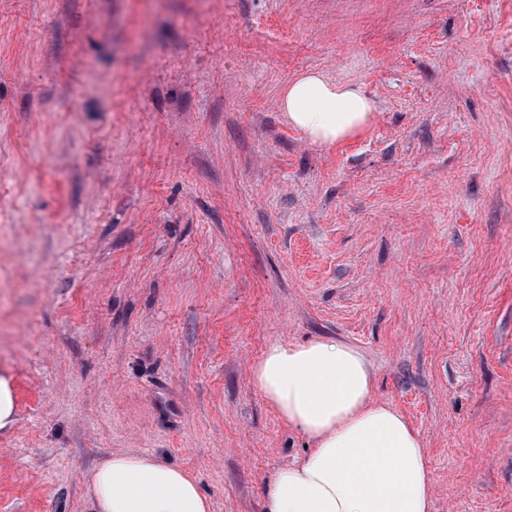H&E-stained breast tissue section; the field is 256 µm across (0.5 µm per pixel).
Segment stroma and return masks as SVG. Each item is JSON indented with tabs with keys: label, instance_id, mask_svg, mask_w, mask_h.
<instances>
[{
	"label": "stroma",
	"instance_id": "1",
	"mask_svg": "<svg viewBox=\"0 0 512 512\" xmlns=\"http://www.w3.org/2000/svg\"><path fill=\"white\" fill-rule=\"evenodd\" d=\"M318 70L377 119L278 107ZM360 350L432 512H512V0H0V512H91L116 453L263 512L306 437L251 374ZM279 107L306 141L327 148L367 129L377 115L374 100L361 87L334 81L321 72L292 80ZM14 410L15 401L12 384L9 374L4 370L0 376V429L12 424Z\"/></svg>",
	"mask_w": 512,
	"mask_h": 512
}]
</instances>
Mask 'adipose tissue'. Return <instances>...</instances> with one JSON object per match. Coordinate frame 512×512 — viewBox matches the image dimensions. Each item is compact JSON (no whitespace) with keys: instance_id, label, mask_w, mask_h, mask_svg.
Listing matches in <instances>:
<instances>
[{"instance_id":"ef3b65f1","label":"adipose tissue","mask_w":512,"mask_h":512,"mask_svg":"<svg viewBox=\"0 0 512 512\" xmlns=\"http://www.w3.org/2000/svg\"><path fill=\"white\" fill-rule=\"evenodd\" d=\"M309 143L331 147L367 129L374 100L359 86L309 72L279 99ZM255 387L309 453L279 469L264 512H430L433 491L423 442L406 417L373 395V372L356 348L333 339L269 345ZM94 512H210L197 480L148 453L112 456L91 477Z\"/></svg>"}]
</instances>
